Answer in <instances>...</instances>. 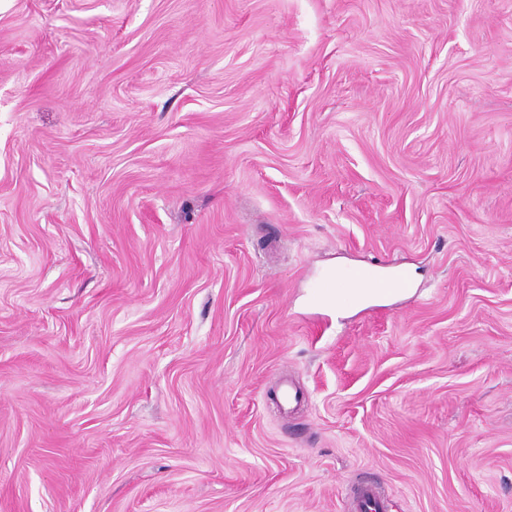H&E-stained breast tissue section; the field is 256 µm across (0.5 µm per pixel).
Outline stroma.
Returning <instances> with one entry per match:
<instances>
[{
  "label": "stroma",
  "mask_w": 512,
  "mask_h": 512,
  "mask_svg": "<svg viewBox=\"0 0 512 512\" xmlns=\"http://www.w3.org/2000/svg\"><path fill=\"white\" fill-rule=\"evenodd\" d=\"M360 473L512 512V0H0V512ZM378 263L358 269L350 278V283L369 285L373 294L383 296L403 295L413 288L412 272L405 267H399L395 271L382 272Z\"/></svg>",
  "instance_id": "stroma-1"
}]
</instances>
